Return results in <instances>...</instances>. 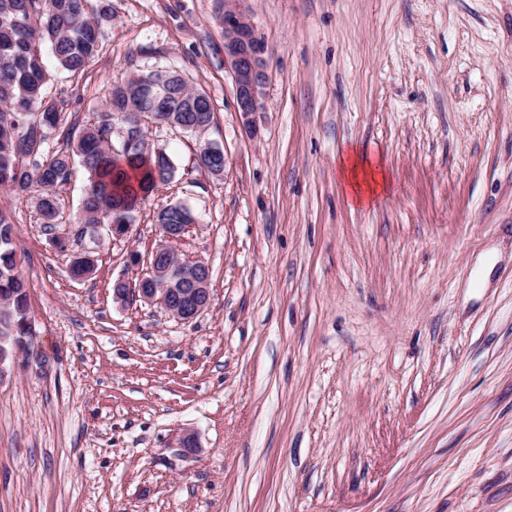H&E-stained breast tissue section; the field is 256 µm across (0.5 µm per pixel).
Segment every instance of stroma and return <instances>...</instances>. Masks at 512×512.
Here are the masks:
<instances>
[{
    "label": "stroma",
    "mask_w": 512,
    "mask_h": 512,
    "mask_svg": "<svg viewBox=\"0 0 512 512\" xmlns=\"http://www.w3.org/2000/svg\"><path fill=\"white\" fill-rule=\"evenodd\" d=\"M110 3L84 72L43 53L68 122L153 69L214 121L150 127L175 174L123 238L81 230L82 167L50 226L0 192L51 360L0 382V512H512V0H245L270 51L254 137L217 0ZM207 142L223 176L196 162ZM359 156L386 176L364 204ZM175 202L198 218L180 252L211 272L190 323L112 300Z\"/></svg>",
    "instance_id": "obj_1"
}]
</instances>
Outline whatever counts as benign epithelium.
<instances>
[{"label": "benign epithelium", "mask_w": 512, "mask_h": 512, "mask_svg": "<svg viewBox=\"0 0 512 512\" xmlns=\"http://www.w3.org/2000/svg\"><path fill=\"white\" fill-rule=\"evenodd\" d=\"M224 28V63L230 69L237 112L245 126L254 128L253 115L259 112V94L269 78V52L265 40L256 32L244 0H220ZM188 224L161 226L162 240L147 258L148 269L134 281L119 280L113 285V301L122 305L143 301L159 305L170 317L184 323L196 319L210 302L209 278L201 272V263L187 260L175 244L188 232ZM14 325L0 332V382L15 370L19 358L18 342H23L27 362L46 368L35 349L36 334L13 337Z\"/></svg>", "instance_id": "1"}]
</instances>
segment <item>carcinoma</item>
<instances>
[{
    "instance_id": "cac0c4a2",
    "label": "carcinoma",
    "mask_w": 512,
    "mask_h": 512,
    "mask_svg": "<svg viewBox=\"0 0 512 512\" xmlns=\"http://www.w3.org/2000/svg\"><path fill=\"white\" fill-rule=\"evenodd\" d=\"M110 21L108 6L94 8L89 0H0V188L17 194L37 189L35 208L45 224L56 222V191L70 181L77 163L88 180L80 223H133L141 204L174 174L165 151L146 147L145 128L169 125L202 134L213 119L202 89L176 72L150 70L113 85L98 123L76 135L64 130L60 146L44 148L48 130L59 128L65 114L47 96L50 74L41 46H50L62 70L80 74L99 51L102 27ZM193 222L180 203L158 211L155 220ZM94 268L90 255L81 253L70 274L89 276ZM10 295L13 319L20 322L27 285L18 269L14 225L0 211V297Z\"/></svg>"
}]
</instances>
